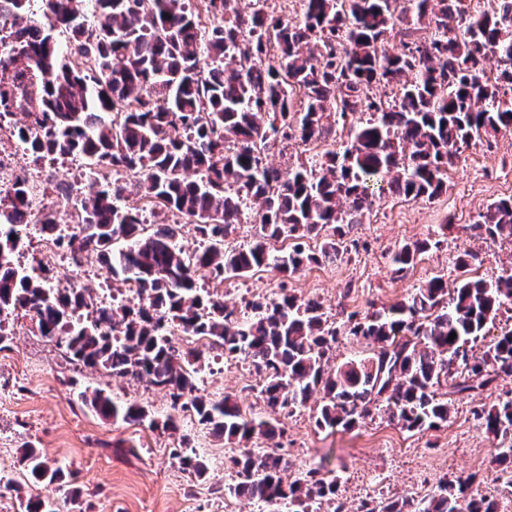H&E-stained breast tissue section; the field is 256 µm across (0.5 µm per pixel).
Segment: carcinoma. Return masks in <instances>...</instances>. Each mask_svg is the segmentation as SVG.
<instances>
[{
  "mask_svg": "<svg viewBox=\"0 0 512 512\" xmlns=\"http://www.w3.org/2000/svg\"><path fill=\"white\" fill-rule=\"evenodd\" d=\"M30 2L0 0V129L37 160L92 161L95 190L75 200L65 193L81 221L64 235L53 211L34 209L27 179L0 189V313L25 310L39 333L74 359L164 389L174 411L242 443L230 458L239 481L229 494L272 512H310L315 498L336 495V480L318 468L290 480L283 457L248 447L256 436L274 438L276 420L249 418L230 397L197 395L204 352L175 349L174 328L209 337L226 356L250 359L274 414L322 388L319 429L350 430L384 400L391 421L423 431L448 421L441 387L448 396L484 390L499 373H512V330L473 363L467 351L512 304L509 269L491 280L463 278L451 290L436 276L387 309L349 314L348 333L375 349L336 367L330 358L339 327L319 302L283 292L253 301L252 314L237 317L199 280L202 271L222 280L261 267L290 277L335 260L345 226L360 223L376 192L440 196L463 145L512 130V0H494L490 12L472 0H302L297 21L269 13L267 0H252L247 16L238 0H205L203 21L193 0H43L40 19L29 13ZM90 14L97 24L88 23ZM425 27L431 35L416 36ZM57 30L68 35L64 51ZM391 34L401 37L398 54L379 50ZM492 57L493 74L486 70ZM375 86L391 95L372 94ZM360 112L370 118L350 126L349 144L325 151L319 164H301L284 178L264 163L277 139L317 143L329 125L344 127ZM189 171L197 178H187ZM129 185L154 206L188 217L204 247L187 253L173 225L147 222L125 202ZM247 205L261 235L230 249L226 239ZM26 217L76 259L97 252L116 294L135 286L138 301L77 318L91 300L86 290L53 288L48 277L15 265ZM323 230L329 235L317 253L274 247ZM470 231L511 238L512 197L488 204ZM430 246L400 247L394 272ZM83 399L104 417L157 425L139 404L120 406L100 391ZM476 416L499 440L495 462L512 463V398ZM174 457L182 469L205 475L198 455ZM23 459L43 481L65 478L62 466L48 465L32 448ZM473 480L458 476L419 502L364 504L359 512H497L486 497L461 507Z\"/></svg>",
  "mask_w": 512,
  "mask_h": 512,
  "instance_id": "obj_1",
  "label": "carcinoma"
}]
</instances>
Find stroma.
Returning <instances> with one entry per match:
<instances>
[{
    "label": "stroma",
    "mask_w": 512,
    "mask_h": 512,
    "mask_svg": "<svg viewBox=\"0 0 512 512\" xmlns=\"http://www.w3.org/2000/svg\"><path fill=\"white\" fill-rule=\"evenodd\" d=\"M348 129L336 126L325 142L277 141L269 165L288 170L305 157L328 149H343ZM21 175L38 178L44 186L43 204L67 223L59 183L84 189L88 177L74 161L34 162L16 152ZM512 196V132L472 140L449 169L447 189L433 199L375 198L359 224L349 227L347 253L336 262L312 264L291 277L253 271L224 281V300L240 309L246 302L273 297L279 291L319 301L326 315L343 323L348 314H367L390 306L430 278L455 281V262L470 254L466 272L473 278L501 274L512 267V238L473 236L469 230L486 206ZM432 240L413 266L394 273L392 256L403 245ZM10 338L0 350V512H25L26 505L51 502L55 512H267L247 497L227 492L237 476L227 469L239 444L213 435L196 419H183L177 432L161 423L171 414L169 395L144 382H128L107 371L72 361L56 342L41 336L23 312L0 316ZM244 357L209 364L198 382L201 395L236 398L247 415L266 416L259 382L244 384L254 374ZM100 391L114 402L136 403L149 409L156 426L128 424L96 413L80 398L81 391ZM512 397V374L501 375L492 388L452 398L447 422L424 432H409L388 419L385 405L360 419L350 431L317 430L319 396L276 415L280 436L255 440V447L288 459L292 472L321 469L339 479L335 499L316 501L317 512H330L342 501L346 512L361 503L420 500L435 493L444 480L474 475L468 494L512 499V489L495 483L491 472L497 439L485 432L474 411ZM195 451L207 472L197 477L182 470L171 452ZM32 448L48 464L62 465L67 477L47 483L32 477L23 452Z\"/></svg>",
    "instance_id": "obj_1"
}]
</instances>
